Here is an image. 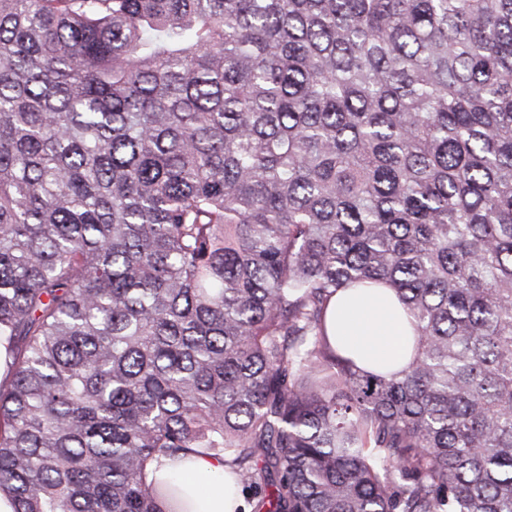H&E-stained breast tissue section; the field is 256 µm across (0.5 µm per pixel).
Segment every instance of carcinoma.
<instances>
[{"label":"carcinoma","instance_id":"carcinoma-1","mask_svg":"<svg viewBox=\"0 0 512 512\" xmlns=\"http://www.w3.org/2000/svg\"><path fill=\"white\" fill-rule=\"evenodd\" d=\"M0 353L15 512H512V0H0ZM331 332L363 366L397 361L409 336L402 305L390 288L346 291L332 310ZM214 478L218 483L202 491L200 483ZM147 482L163 490L158 504L164 512H239L245 510L243 495L224 462L211 456L189 453L176 459L153 462ZM177 507L179 510H171Z\"/></svg>","mask_w":512,"mask_h":512}]
</instances>
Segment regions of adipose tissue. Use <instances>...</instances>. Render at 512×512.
<instances>
[{"label": "adipose tissue", "mask_w": 512, "mask_h": 512, "mask_svg": "<svg viewBox=\"0 0 512 512\" xmlns=\"http://www.w3.org/2000/svg\"><path fill=\"white\" fill-rule=\"evenodd\" d=\"M331 332L364 366L388 364L403 354L409 334L402 305L388 288L346 291L332 310ZM147 479L162 490L161 512H240L243 497L222 460L187 454L149 465Z\"/></svg>", "instance_id": "adipose-tissue-1"}]
</instances>
